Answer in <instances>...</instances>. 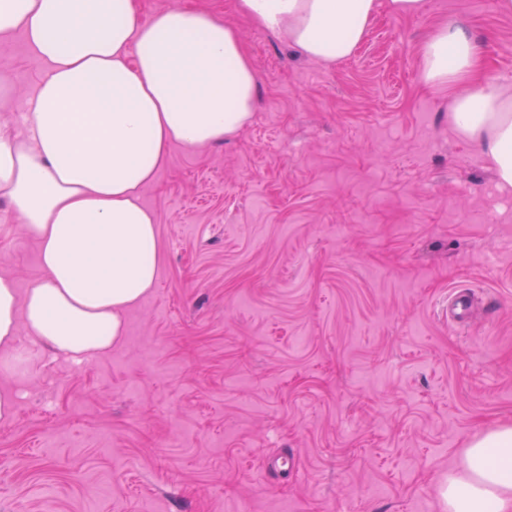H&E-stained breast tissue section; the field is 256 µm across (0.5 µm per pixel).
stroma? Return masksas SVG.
Instances as JSON below:
<instances>
[{
  "mask_svg": "<svg viewBox=\"0 0 512 512\" xmlns=\"http://www.w3.org/2000/svg\"><path fill=\"white\" fill-rule=\"evenodd\" d=\"M180 4L235 28L260 77L232 137L170 148L142 202L156 288L111 350L74 363L19 339L0 368V512H444L476 435L512 425V190L448 124L450 88L420 80L443 21L478 38L483 79L512 88V13L497 0L380 7L326 65L236 0ZM47 66L0 39V129ZM43 274L0 199V275ZM473 289L449 328L450 291ZM297 467L268 470L282 454Z\"/></svg>",
  "mask_w": 512,
  "mask_h": 512,
  "instance_id": "stroma-1",
  "label": "stroma"
}]
</instances>
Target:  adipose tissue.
<instances>
[{"label":"adipose tissue","mask_w":512,"mask_h":512,"mask_svg":"<svg viewBox=\"0 0 512 512\" xmlns=\"http://www.w3.org/2000/svg\"><path fill=\"white\" fill-rule=\"evenodd\" d=\"M306 57H349L378 0H237ZM22 32L48 66L25 136L0 133V198L39 248L41 278L0 276V347L20 332L76 360L110 350L158 280L156 216L141 202L169 149L237 133L259 76L230 26L173 4L140 20L135 0H0V38ZM421 79L454 85L448 121L512 188V92L482 81L480 43L461 25L421 49ZM447 512H512V426L475 436L449 471Z\"/></svg>","instance_id":"ef3b65f1"}]
</instances>
